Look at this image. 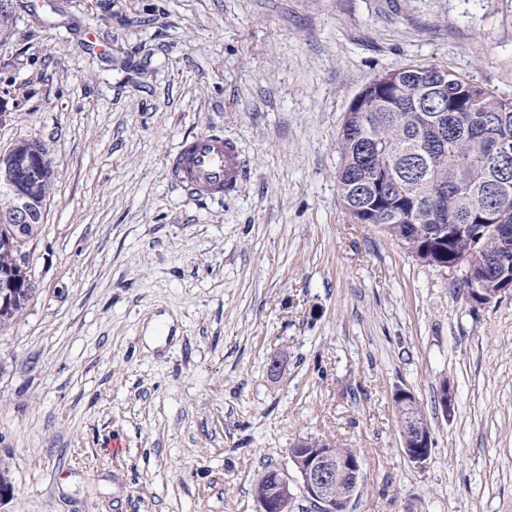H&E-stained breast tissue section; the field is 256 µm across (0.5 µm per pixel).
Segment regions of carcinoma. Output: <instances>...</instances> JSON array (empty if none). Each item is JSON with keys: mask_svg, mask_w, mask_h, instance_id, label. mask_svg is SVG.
Listing matches in <instances>:
<instances>
[{"mask_svg": "<svg viewBox=\"0 0 512 512\" xmlns=\"http://www.w3.org/2000/svg\"><path fill=\"white\" fill-rule=\"evenodd\" d=\"M486 114L498 139L512 146V97L446 69H398L349 106L338 142V191L356 223L381 226L411 252L434 234L446 237L434 255L438 264L481 268L491 296L503 274L512 275V241L484 229V218L495 211L512 225V185L500 192L496 163L475 132L473 118ZM12 149L47 152L37 139L18 140ZM433 204L446 216L441 226L427 221ZM34 293L28 281L13 304L0 308V328L23 314Z\"/></svg>", "mask_w": 512, "mask_h": 512, "instance_id": "obj_1", "label": "carcinoma"}]
</instances>
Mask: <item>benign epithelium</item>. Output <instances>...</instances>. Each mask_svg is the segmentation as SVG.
Returning a JSON list of instances; mask_svg holds the SVG:
<instances>
[{"label": "benign epithelium", "instance_id": "7a95c632", "mask_svg": "<svg viewBox=\"0 0 512 512\" xmlns=\"http://www.w3.org/2000/svg\"><path fill=\"white\" fill-rule=\"evenodd\" d=\"M50 167L48 156L32 155L19 164L12 161L11 151L0 152V171L11 181L16 203L13 210L4 217L11 226V234L0 238V248L16 251L18 266L25 267L26 254L23 246L31 240L29 231L39 219V208L35 206L33 194L35 183L47 174ZM20 280L0 281V303L10 302L19 296ZM403 398L398 404V419L401 432L413 445L406 449V456L417 465L429 457L431 436L413 395L399 392ZM294 447L304 449L302 456L291 454V461L299 473L301 488L315 512H346L349 498L336 497V484L348 486L349 493L357 491L362 478V463L358 458H339L325 450L326 441L319 438L298 440ZM294 500L292 480L280 472L275 481L272 497L258 500L259 512H286Z\"/></svg>", "mask_w": 512, "mask_h": 512}]
</instances>
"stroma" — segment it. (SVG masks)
<instances>
[{
	"mask_svg": "<svg viewBox=\"0 0 512 512\" xmlns=\"http://www.w3.org/2000/svg\"><path fill=\"white\" fill-rule=\"evenodd\" d=\"M408 65L511 97L512 0L15 8L0 150L41 140L54 191L26 247L37 292L0 330V512H257L258 476H296L306 437L359 452L350 512H512V292L472 303L337 189L353 98ZM211 132L245 176L193 197L166 163ZM401 390L431 432L420 465Z\"/></svg>",
	"mask_w": 512,
	"mask_h": 512,
	"instance_id": "obj_1",
	"label": "stroma"
}]
</instances>
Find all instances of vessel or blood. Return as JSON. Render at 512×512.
Segmentation results:
<instances>
[{"label":"vessel or blood","mask_w":512,"mask_h":512,"mask_svg":"<svg viewBox=\"0 0 512 512\" xmlns=\"http://www.w3.org/2000/svg\"><path fill=\"white\" fill-rule=\"evenodd\" d=\"M242 173L235 144L217 134L184 140L168 164L171 182L196 197H220L233 191Z\"/></svg>","instance_id":"obj_1"}]
</instances>
